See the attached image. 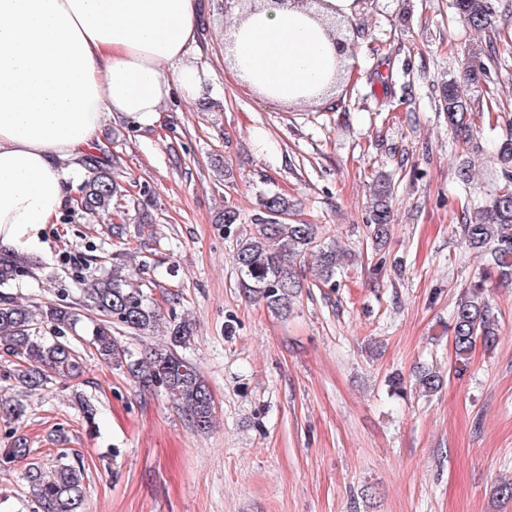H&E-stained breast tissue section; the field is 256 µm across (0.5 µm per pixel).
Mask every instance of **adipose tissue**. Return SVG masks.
<instances>
[{
  "instance_id": "adipose-tissue-1",
  "label": "adipose tissue",
  "mask_w": 512,
  "mask_h": 512,
  "mask_svg": "<svg viewBox=\"0 0 512 512\" xmlns=\"http://www.w3.org/2000/svg\"><path fill=\"white\" fill-rule=\"evenodd\" d=\"M358 0H253L227 35L239 81L281 105L323 96L336 72L334 21ZM199 0H0V248L39 252L72 202L74 161L103 125L159 126L172 92L197 99Z\"/></svg>"
}]
</instances>
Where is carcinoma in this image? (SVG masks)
Instances as JSON below:
<instances>
[{
    "mask_svg": "<svg viewBox=\"0 0 512 512\" xmlns=\"http://www.w3.org/2000/svg\"><path fill=\"white\" fill-rule=\"evenodd\" d=\"M449 7L463 23L477 32L496 28V12L492 0H449ZM495 62L482 46H471L464 56L461 76L448 80L443 87L441 108L447 112L448 125L457 133L469 135L482 118L480 98L483 82ZM493 160L502 168L504 182L490 191V204L470 213L463 212L459 224L465 244L485 255L486 264L480 275L463 289L448 332L456 356V364L466 367L476 346L492 349L498 342L495 319L488 300L486 283L494 280L512 285V134L497 143ZM82 165L93 171L84 181L80 204L94 214L110 210L119 184L111 172L98 169L94 156L82 159ZM390 190H378L371 206L369 228L372 240L383 242L392 221ZM263 215L255 219L249 234L238 238L234 256L238 271V287L251 300L264 303L281 314L288 313L293 299L304 284L297 265L310 258L316 267V287H336V275L344 265V255L334 246L315 247L317 225L289 224L276 219L288 213V197L265 195L259 199ZM42 269V261L29 254L13 252L0 255V349L9 364L0 378L13 381L29 392L40 390L49 380L75 379L83 372L81 356L67 332L75 331L81 322L72 305L35 306L19 300L6 287L24 276L32 277ZM138 272L121 263L112 274L93 278L83 289V307L96 311L101 319L91 321L84 341L97 357L114 369L125 370L144 388H164L200 431L211 427L214 414L213 395L200 371L179 354L178 349L190 343L194 324L186 318L165 324L160 308L141 288ZM47 328L56 337L48 342L41 336ZM162 327L167 341L150 348L136 358L114 336L112 329L144 335ZM418 388L433 394L441 389L443 377L429 368L414 376ZM33 454L29 441L19 435L9 447L0 448V468L26 460ZM30 495L31 512H84V471L68 461L63 451L57 465L46 470L30 462L23 472Z\"/></svg>",
    "mask_w": 512,
    "mask_h": 512,
    "instance_id": "cac0c4a2",
    "label": "carcinoma"
}]
</instances>
